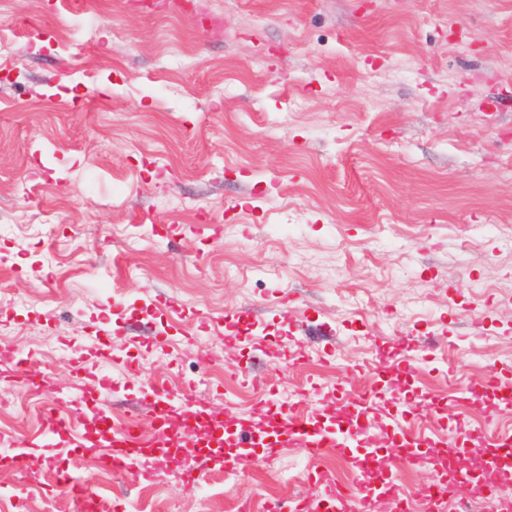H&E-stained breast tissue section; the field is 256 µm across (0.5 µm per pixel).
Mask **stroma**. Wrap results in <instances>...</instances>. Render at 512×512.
Wrapping results in <instances>:
<instances>
[{
    "label": "stroma",
    "mask_w": 512,
    "mask_h": 512,
    "mask_svg": "<svg viewBox=\"0 0 512 512\" xmlns=\"http://www.w3.org/2000/svg\"><path fill=\"white\" fill-rule=\"evenodd\" d=\"M144 2L0 0V350L65 384L102 363L113 422L148 462L192 459L207 512H332L307 490L360 450L329 463L282 447L228 482L202 435L157 448L149 382L195 381L207 423L231 431L301 390L332 432L349 371L379 395L380 452L402 427L421 440V466L393 475L405 512L462 447L468 494L445 512H486L491 487L512 501L496 446L512 409L483 415L512 389V0H201L218 30ZM400 336L414 370L363 375ZM43 406L0 380V457L29 453L0 512H65L63 468L110 512H195L182 482L126 492L74 452L93 406L61 403L72 444L36 446ZM293 465L298 481L264 491Z\"/></svg>",
    "instance_id": "35a3bbf8"
}]
</instances>
